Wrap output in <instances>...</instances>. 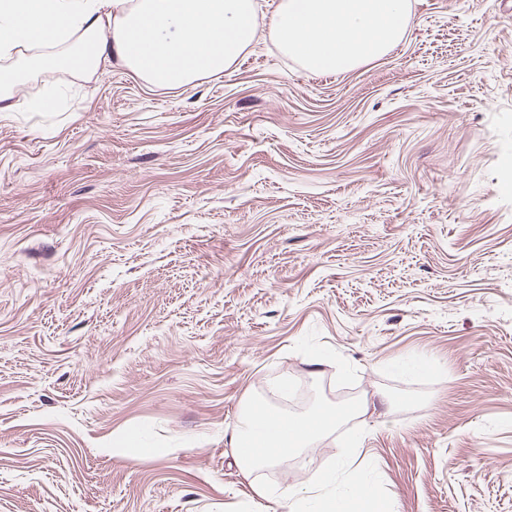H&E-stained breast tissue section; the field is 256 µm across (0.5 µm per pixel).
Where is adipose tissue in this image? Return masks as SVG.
<instances>
[{"label":"adipose tissue","instance_id":"adipose-tissue-1","mask_svg":"<svg viewBox=\"0 0 512 512\" xmlns=\"http://www.w3.org/2000/svg\"><path fill=\"white\" fill-rule=\"evenodd\" d=\"M409 21V0H278L266 24L258 0H0V112L22 107L15 88L34 70L94 76L112 59L154 86L178 87L228 70L263 35L311 73L344 72L383 57ZM31 48L41 56L21 58ZM336 422L325 410L296 417L256 402L228 443L248 478ZM335 482L323 474L290 512H386L362 481L325 496Z\"/></svg>","mask_w":512,"mask_h":512}]
</instances>
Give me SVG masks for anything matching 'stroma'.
I'll use <instances>...</instances> for the list:
<instances>
[{
    "label": "stroma",
    "instance_id": "35a3bbf8",
    "mask_svg": "<svg viewBox=\"0 0 512 512\" xmlns=\"http://www.w3.org/2000/svg\"><path fill=\"white\" fill-rule=\"evenodd\" d=\"M102 68L0 112V512H261L355 436L390 512H512V0H411L336 74ZM277 380L370 406L248 481L224 431Z\"/></svg>",
    "mask_w": 512,
    "mask_h": 512
}]
</instances>
